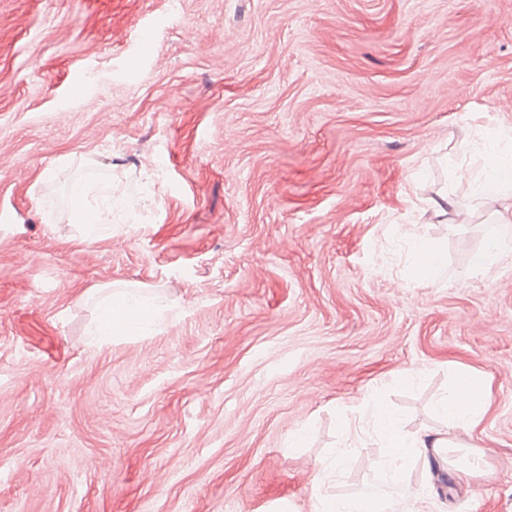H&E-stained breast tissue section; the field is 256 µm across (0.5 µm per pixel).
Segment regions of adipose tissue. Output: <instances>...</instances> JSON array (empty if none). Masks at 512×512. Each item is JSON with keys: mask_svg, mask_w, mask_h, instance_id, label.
Listing matches in <instances>:
<instances>
[{"mask_svg": "<svg viewBox=\"0 0 512 512\" xmlns=\"http://www.w3.org/2000/svg\"><path fill=\"white\" fill-rule=\"evenodd\" d=\"M482 174L475 180V192L484 195L493 188L512 181V146L504 144L501 137L489 139L481 154ZM70 195L77 205L70 212V219L86 234L97 231L100 218L95 200L111 199L112 188L97 186L84 181L74 182ZM489 246L474 257L477 267L488 269L499 265L505 257L512 255V216L498 215L486 232ZM163 314L162 307L141 295H116L111 303L100 311L94 334L98 341L115 336H127L144 332L154 325ZM440 409L448 420L447 433H435L415 441H408L393 420L388 418L380 406H372L365 412L386 441L392 461L409 455L439 457L450 449L461 447L464 437L481 423L488 410L485 390L479 379H472L468 393L453 391L441 401ZM313 512H427L424 492L415 491L395 498L387 497L380 504L347 505L344 501L321 493L312 496Z\"/></svg>", "mask_w": 512, "mask_h": 512, "instance_id": "1", "label": "adipose tissue"}]
</instances>
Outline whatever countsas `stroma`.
<instances>
[{
    "mask_svg": "<svg viewBox=\"0 0 512 512\" xmlns=\"http://www.w3.org/2000/svg\"><path fill=\"white\" fill-rule=\"evenodd\" d=\"M499 131L512 0H0V512H311L317 474L354 501L390 461L362 408L446 432L462 371L481 474L404 482L512 512V260L472 263L512 189L469 181ZM78 179L111 229L71 223ZM122 292L162 319L95 342ZM444 261V249L439 243L428 239H419L414 242L411 251V263L421 274L437 275Z\"/></svg>",
    "mask_w": 512,
    "mask_h": 512,
    "instance_id": "35a3bbf8",
    "label": "stroma"
}]
</instances>
